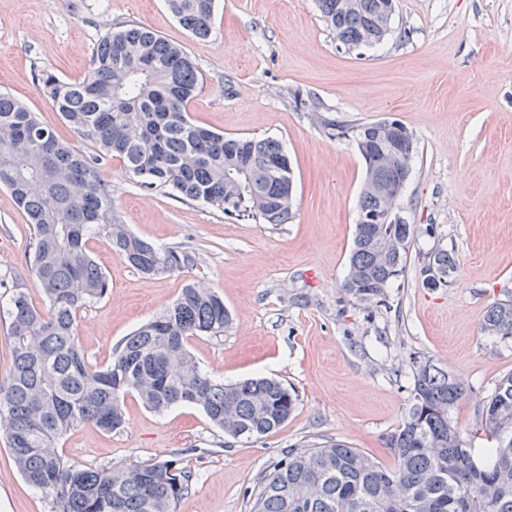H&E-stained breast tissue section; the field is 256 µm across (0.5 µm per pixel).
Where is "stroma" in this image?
<instances>
[{"instance_id": "1", "label": "stroma", "mask_w": 512, "mask_h": 512, "mask_svg": "<svg viewBox=\"0 0 512 512\" xmlns=\"http://www.w3.org/2000/svg\"><path fill=\"white\" fill-rule=\"evenodd\" d=\"M131 25L181 45L197 66L200 89L187 108L194 122L282 142L295 176L293 217L265 224L227 215L143 186L118 159L106 161L99 173L123 223L192 261L148 278L105 240H90L109 288L83 310L80 344L90 363H109L125 336L201 281L232 317L223 336L187 338L201 369L227 381L273 377L298 401L281 428L247 442L197 407L158 414L130 394L121 430L67 431L65 461L123 470L176 454L195 475L176 512H248L261 478L294 447L341 440L391 465L385 439L409 408L416 356L470 385L453 419L476 452L490 447L476 405L512 373V339L481 332L486 308L512 288V0H397L394 34L359 54L337 48L316 0H215L206 38L190 35L165 0H0V89L72 139L42 94V74L80 77L96 43ZM403 28L409 40H399ZM383 118L400 120L417 140L400 202L415 232L385 304L368 309L340 289L365 167L353 140L331 137L324 123ZM429 224L437 237L426 234ZM33 240V224L0 187V307L17 282L44 303ZM439 243L454 249L458 270L431 290L419 269ZM0 512H51L1 437Z\"/></svg>"}]
</instances>
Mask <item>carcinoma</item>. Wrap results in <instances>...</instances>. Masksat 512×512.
I'll list each match as a JSON object with an SVG mask.
<instances>
[{"label": "carcinoma", "instance_id": "carcinoma-1", "mask_svg": "<svg viewBox=\"0 0 512 512\" xmlns=\"http://www.w3.org/2000/svg\"><path fill=\"white\" fill-rule=\"evenodd\" d=\"M166 2L193 35L211 33L214 0ZM380 2L317 0L326 28L347 50L391 35L393 17ZM41 83L52 107L95 153L59 139L0 91V186L34 224L32 265L48 303L35 305L20 283L9 298L13 362L0 384V434L24 479L50 498L52 512H175L193 481L179 456L121 471L78 468L65 462L59 440L78 423L107 434L119 430L129 394L158 413L199 406L229 436L258 440L287 422L298 395L273 378L226 383L202 371L185 340L224 335L230 315L224 300L199 282L186 284L125 337L108 365L88 361L79 318L109 288L89 240L104 239L145 276L192 262L119 221L99 163L117 157L147 186L267 224L292 219V167L272 137H226L195 123L187 106L198 94V68L182 46L144 26L105 34L82 77L45 72ZM325 125L336 138H353L365 163L360 223L341 288L360 304L380 306L403 272L415 226L400 215L393 224L367 219L395 203L392 189L409 178L416 139L404 124L394 130L384 119ZM456 269L455 252L438 246L427 253L423 283L444 286ZM482 330L512 338V295L487 308ZM412 378L408 411L385 442L392 466L344 441L291 448L262 477L250 512H512V373L479 402L481 423L495 441L487 460L474 455L451 418L471 396L470 386L429 359L413 361Z\"/></svg>", "mask_w": 512, "mask_h": 512}]
</instances>
